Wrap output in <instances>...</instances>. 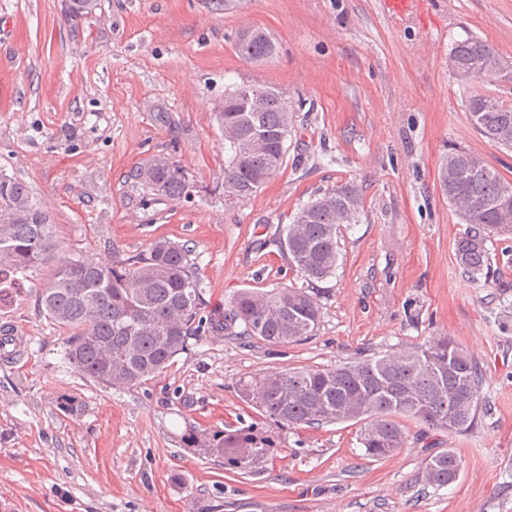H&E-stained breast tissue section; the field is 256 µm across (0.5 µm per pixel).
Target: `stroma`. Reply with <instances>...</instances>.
I'll return each mask as SVG.
<instances>
[{
    "instance_id": "35a3bbf8",
    "label": "stroma",
    "mask_w": 512,
    "mask_h": 512,
    "mask_svg": "<svg viewBox=\"0 0 512 512\" xmlns=\"http://www.w3.org/2000/svg\"><path fill=\"white\" fill-rule=\"evenodd\" d=\"M248 28L270 36L273 57L237 54ZM469 37L506 71L458 79L449 54ZM238 84L282 90L293 112L285 165L245 201L224 196L214 117ZM475 94L512 106V0H422L410 16L384 0H99L77 22L65 0H0V174L29 186L63 256L106 262L179 241L205 299L225 306L242 288L301 285L279 227L314 194L349 182L363 199L312 336L272 346L228 329L130 389L68 363L66 330L37 307L51 273L30 272L0 306V327L28 342L23 360L0 359V512H512V238L488 242V274L465 275L467 226L438 179L463 147L512 180V151L469 122ZM158 154L184 168L189 198L151 199L134 179ZM439 336L479 363L478 420L454 435L406 422L405 447L385 459L366 456L356 424L280 426L236 392L249 375ZM248 427L274 453L247 474L186 442ZM448 449L458 479L428 485L426 459Z\"/></svg>"
}]
</instances>
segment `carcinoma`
Returning <instances> with one entry per match:
<instances>
[{"label":"carcinoma","instance_id":"cac0c4a2","mask_svg":"<svg viewBox=\"0 0 512 512\" xmlns=\"http://www.w3.org/2000/svg\"><path fill=\"white\" fill-rule=\"evenodd\" d=\"M97 0H70L69 17L92 14ZM247 60L272 56L274 44L260 29L236 44ZM449 62L472 77L497 75L499 54L478 38L455 43ZM485 95L467 101L468 118L488 141L512 148V107ZM224 137V195L238 201L254 196L284 165L292 113L286 95L274 88L240 85L224 97L216 113ZM260 135L263 144L241 153L231 142ZM134 177L158 199L178 201L190 183L175 160L158 156ZM439 183L448 203L470 228L458 238L456 259L472 277L489 269L487 242L512 235V180L504 179L477 154L455 147L440 163ZM362 200L353 184L340 185L303 204L281 229L279 243L303 283L271 291L242 289L227 312L212 309L193 270L189 246L158 240L134 255L112 254V261H57L58 244L49 215L28 186L0 175V304L18 295L17 274L57 264L38 296L40 312L52 324L72 331L66 360L82 376L106 387H137L160 376L172 359L196 341L243 326V334L280 346L306 339L317 328L321 310L315 287L336 273L337 230L354 224ZM243 402L287 426L362 422L366 455L383 459L404 447V420L432 430L461 434L472 428L482 406V375L475 357L448 337L397 354L357 357L327 368L270 370L241 378ZM187 442L224 459L231 469L252 473L271 448L249 429L213 434L192 432ZM462 459L453 449L430 456L425 479L449 485L450 469Z\"/></svg>","mask_w":512,"mask_h":512}]
</instances>
